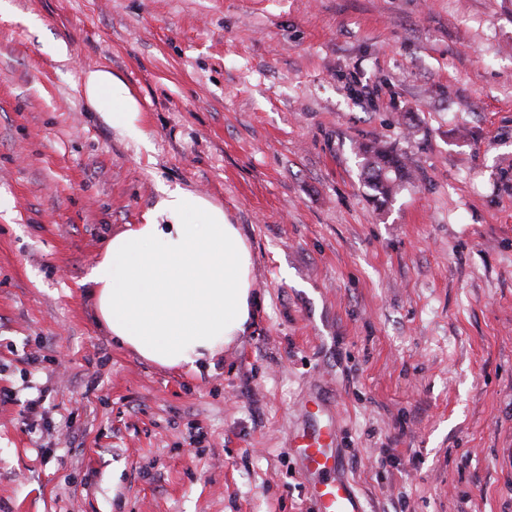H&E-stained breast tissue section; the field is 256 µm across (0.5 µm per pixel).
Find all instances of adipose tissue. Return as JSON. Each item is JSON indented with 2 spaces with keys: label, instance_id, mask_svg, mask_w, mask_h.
<instances>
[{
  "label": "adipose tissue",
  "instance_id": "1",
  "mask_svg": "<svg viewBox=\"0 0 512 512\" xmlns=\"http://www.w3.org/2000/svg\"><path fill=\"white\" fill-rule=\"evenodd\" d=\"M84 93L125 138L148 146L141 107L111 71H87ZM253 253L222 207L159 185L144 223L108 239L85 281L100 324L120 346L164 368L199 371L250 333L257 298Z\"/></svg>",
  "mask_w": 512,
  "mask_h": 512
}]
</instances>
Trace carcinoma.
I'll return each mask as SVG.
<instances>
[{"label":"carcinoma","mask_w":512,"mask_h":512,"mask_svg":"<svg viewBox=\"0 0 512 512\" xmlns=\"http://www.w3.org/2000/svg\"><path fill=\"white\" fill-rule=\"evenodd\" d=\"M362 169L372 197L380 205L390 202L405 185L411 183L406 157L392 148L360 147Z\"/></svg>","instance_id":"carcinoma-1"}]
</instances>
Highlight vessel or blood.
I'll return each instance as SVG.
<instances>
[{"instance_id":"vessel-or-blood-1","label":"vessel or blood","mask_w":512,"mask_h":512,"mask_svg":"<svg viewBox=\"0 0 512 512\" xmlns=\"http://www.w3.org/2000/svg\"><path fill=\"white\" fill-rule=\"evenodd\" d=\"M288 452L305 478L314 512H365L359 493L343 471L336 427L322 397L305 401L301 421L288 435Z\"/></svg>"}]
</instances>
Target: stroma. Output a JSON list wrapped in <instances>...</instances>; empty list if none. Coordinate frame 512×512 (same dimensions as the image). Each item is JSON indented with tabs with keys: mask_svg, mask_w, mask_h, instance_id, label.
Listing matches in <instances>:
<instances>
[{
	"mask_svg": "<svg viewBox=\"0 0 512 512\" xmlns=\"http://www.w3.org/2000/svg\"><path fill=\"white\" fill-rule=\"evenodd\" d=\"M8 2L0 512H313L312 389L366 512H512V0ZM100 68L150 149L89 105ZM373 141L413 170L382 208ZM162 183L253 253L256 320L210 370L117 346L82 284Z\"/></svg>",
	"mask_w": 512,
	"mask_h": 512,
	"instance_id": "obj_1",
	"label": "stroma"
}]
</instances>
